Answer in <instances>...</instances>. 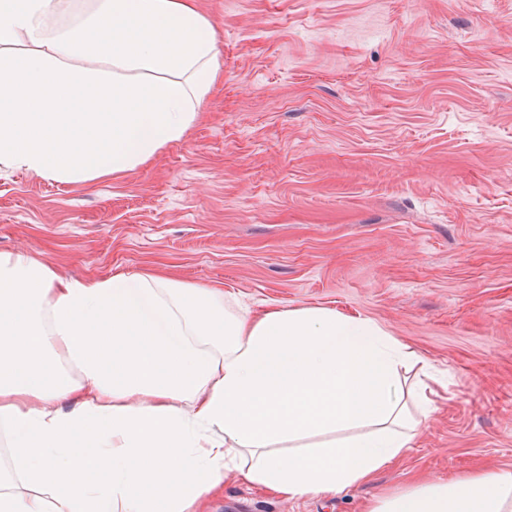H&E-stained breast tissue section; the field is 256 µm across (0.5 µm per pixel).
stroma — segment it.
<instances>
[{
    "label": "stroma",
    "instance_id": "stroma-1",
    "mask_svg": "<svg viewBox=\"0 0 512 512\" xmlns=\"http://www.w3.org/2000/svg\"><path fill=\"white\" fill-rule=\"evenodd\" d=\"M197 4L222 62L199 122L88 184L0 166V251L357 314L435 378L412 447L366 484L288 501L230 477L208 512H364L512 468V0Z\"/></svg>",
    "mask_w": 512,
    "mask_h": 512
}]
</instances>
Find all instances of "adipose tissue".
I'll use <instances>...</instances> for the list:
<instances>
[{
	"label": "adipose tissue",
	"instance_id": "1",
	"mask_svg": "<svg viewBox=\"0 0 512 512\" xmlns=\"http://www.w3.org/2000/svg\"><path fill=\"white\" fill-rule=\"evenodd\" d=\"M0 0V164L60 183L182 140L221 70L195 0ZM416 353L329 307L235 312L223 287L121 270L70 280L0 252V512H207L225 478L336 495L402 456L433 409ZM366 512H512V468Z\"/></svg>",
	"mask_w": 512,
	"mask_h": 512
}]
</instances>
